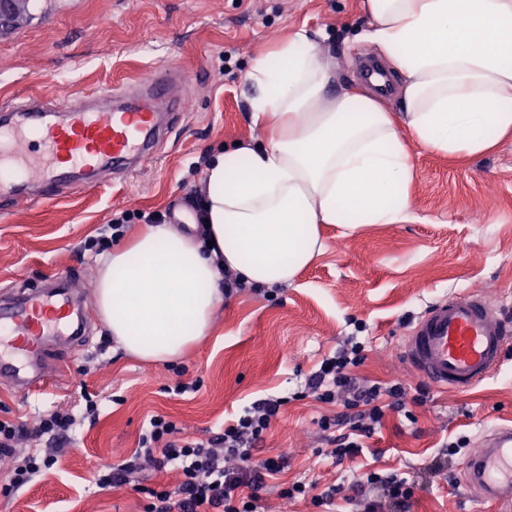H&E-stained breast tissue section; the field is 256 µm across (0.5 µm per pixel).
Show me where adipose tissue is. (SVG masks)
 I'll list each match as a JSON object with an SVG mask.
<instances>
[{
    "mask_svg": "<svg viewBox=\"0 0 512 512\" xmlns=\"http://www.w3.org/2000/svg\"><path fill=\"white\" fill-rule=\"evenodd\" d=\"M360 37L402 76L397 104L345 87L300 29L246 76L267 144L210 153L200 231L150 224L113 250L94 305L128 354L180 359L212 325L222 282L291 283L324 248L323 224L356 232L413 220L411 146L469 159L512 136V0H362Z\"/></svg>",
    "mask_w": 512,
    "mask_h": 512,
    "instance_id": "obj_1",
    "label": "adipose tissue"
}]
</instances>
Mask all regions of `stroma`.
<instances>
[{
  "mask_svg": "<svg viewBox=\"0 0 512 512\" xmlns=\"http://www.w3.org/2000/svg\"><path fill=\"white\" fill-rule=\"evenodd\" d=\"M30 17L0 35V105L16 96L81 97L169 67L185 78L187 112L143 165L104 173L93 188L24 206L0 202V288L36 289L52 274L78 279L93 298L106 254L101 227L125 212L194 214L210 150L267 133L246 108L245 76L254 57L288 33L322 32L336 84L352 87L376 47L359 41L360 0H31ZM409 186L414 218L356 235L322 229L324 252L288 285L243 289L218 307L205 337L179 361L148 364L127 355L96 312L90 344L62 352L61 385L23 396L0 385V419L33 428L39 415L71 410L81 391L97 395L100 416L59 440L55 465L17 492L0 512H142L133 486L99 488L98 473L137 446L156 413L186 436L206 439L256 399L288 397L255 460L284 453V482L338 483L344 471L323 456L317 421L335 407L303 396L321 361L363 343L357 377L420 384L406 364L403 338L433 302L480 293L512 318V139L479 160L414 148ZM194 394L169 393L176 381ZM414 421L386 411L357 470H395L414 485L410 512H489L465 484L470 456L491 426L512 420V351L487 380L466 393L430 389ZM465 439L461 453L442 445Z\"/></svg>",
  "mask_w": 512,
  "mask_h": 512,
  "instance_id": "1",
  "label": "stroma"
}]
</instances>
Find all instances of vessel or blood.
<instances>
[{"label": "vessel or blood", "instance_id": "vessel-or-blood-1", "mask_svg": "<svg viewBox=\"0 0 512 512\" xmlns=\"http://www.w3.org/2000/svg\"><path fill=\"white\" fill-rule=\"evenodd\" d=\"M183 112L173 97L166 72H154L123 87L89 97L17 98L0 107V195L23 200L36 184L44 199L59 188L85 190L86 176L152 156L163 135L164 105ZM81 292L64 272L39 291L0 297V382L38 392L59 381L50 372L58 351L49 341L68 337L72 349L83 346L86 309ZM512 348V321L477 293L445 297L429 306L403 340L408 366L436 388L471 390L499 368ZM466 485L500 512H512V426L494 429L469 461Z\"/></svg>", "mask_w": 512, "mask_h": 512}]
</instances>
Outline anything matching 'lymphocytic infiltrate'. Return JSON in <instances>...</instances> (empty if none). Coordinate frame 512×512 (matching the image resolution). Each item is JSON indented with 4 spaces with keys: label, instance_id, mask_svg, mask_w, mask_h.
<instances>
[{
    "label": "lymphocytic infiltrate",
    "instance_id": "lymphocytic-infiltrate-1",
    "mask_svg": "<svg viewBox=\"0 0 512 512\" xmlns=\"http://www.w3.org/2000/svg\"><path fill=\"white\" fill-rule=\"evenodd\" d=\"M363 361L362 346L351 344L326 358L324 366L314 371L306 383L316 401L343 408L342 414L324 415L318 421L321 430L329 434V456L340 464L353 462L362 453L386 410L412 418V406L423 404L428 395L422 385L412 388L401 382L359 383L354 370ZM81 397L84 401L81 416L58 410L43 414L35 423L34 435L59 439L75 430L79 418L96 419L99 403L95 395L85 391ZM287 402L284 396L255 400L236 420L225 425L222 432L204 442L181 437V429L173 420L154 415L142 429L132 455L109 467L97 483L104 489L134 484L145 499L143 512H256L257 502L270 481L287 468L288 457L280 453L257 463L253 452ZM24 434L22 426L0 419V460L14 463L10 481L0 487V492L8 494L30 483L55 463L50 448H32L25 456H18L17 447ZM169 468L180 476L175 488L149 486L140 481L145 471ZM375 487L383 488L385 501L366 497V489ZM347 490L352 491L359 512H383L387 506L393 512H407L413 496L405 478L394 472L375 470L354 476L349 485H333L321 491L315 485L296 481L280 488L279 495L332 508Z\"/></svg>",
    "mask_w": 512,
    "mask_h": 512
}]
</instances>
